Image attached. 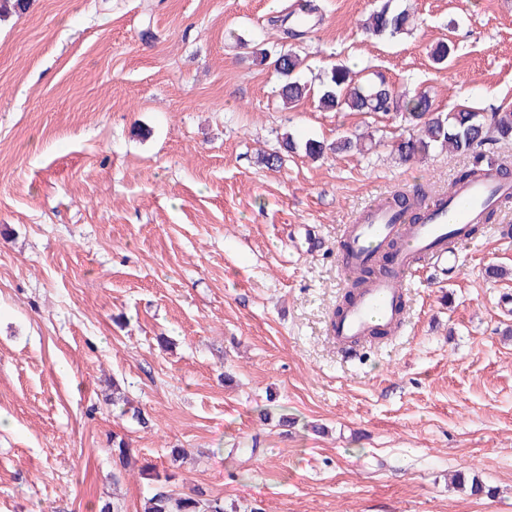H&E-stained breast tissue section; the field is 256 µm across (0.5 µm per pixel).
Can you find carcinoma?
<instances>
[{"instance_id":"obj_1","label":"carcinoma","mask_w":512,"mask_h":512,"mask_svg":"<svg viewBox=\"0 0 512 512\" xmlns=\"http://www.w3.org/2000/svg\"><path fill=\"white\" fill-rule=\"evenodd\" d=\"M270 23L279 27L281 37L275 50L260 49V58L273 66L280 78L278 96L291 105L311 95L310 86L297 74L301 64L297 42L306 31L298 28L296 20L286 17L274 18ZM411 24L408 10H396L392 8L391 0H385L379 9L370 13L363 28L374 37L394 38ZM318 103L325 110L344 109L399 118L412 131L394 143L395 151L404 162L423 159L437 148H447L467 156L468 164L457 173L456 184L487 176L493 170L505 178L512 172L508 165L497 162L482 150L490 142L512 140L511 107L484 112L461 105L452 112H439L427 92L405 90L398 93L383 81L378 84L358 83L354 72L345 65H333L324 72ZM353 149L365 152L370 147L362 137L342 136L336 140V152L347 153ZM426 195L427 192L422 190L411 194L396 193L386 199L385 204L408 209ZM150 476L158 487L144 500L143 512H228L220 498H212L200 490L176 497L166 489L169 475L154 470Z\"/></svg>"}]
</instances>
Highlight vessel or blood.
Returning a JSON list of instances; mask_svg holds the SVG:
<instances>
[{"mask_svg": "<svg viewBox=\"0 0 512 512\" xmlns=\"http://www.w3.org/2000/svg\"><path fill=\"white\" fill-rule=\"evenodd\" d=\"M512 194V184L483 177L456 185L441 201L429 202L417 223L393 211L370 207L343 231L340 263L346 274L375 264L386 249L395 252L389 270L378 271L351 303L331 321L329 335L339 349L371 338L374 331L401 325L405 317L402 280L423 264H448L456 247L470 237L471 225L483 223L487 212Z\"/></svg>", "mask_w": 512, "mask_h": 512, "instance_id": "1", "label": "vessel or blood"}]
</instances>
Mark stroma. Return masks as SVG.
I'll list each match as a JSON object with an SVG mask.
<instances>
[{"mask_svg": "<svg viewBox=\"0 0 512 512\" xmlns=\"http://www.w3.org/2000/svg\"><path fill=\"white\" fill-rule=\"evenodd\" d=\"M295 2L0 10V512H141L150 467L237 512H512V199L456 273L405 281L394 336L337 350L344 225L466 159L404 163L400 124L283 106L253 52ZM314 2L312 87L345 62L443 112L512 107V0H396L415 23L390 41L360 25L380 0ZM285 133L376 146L258 165Z\"/></svg>", "mask_w": 512, "mask_h": 512, "instance_id": "obj_1", "label": "stroma"}]
</instances>
